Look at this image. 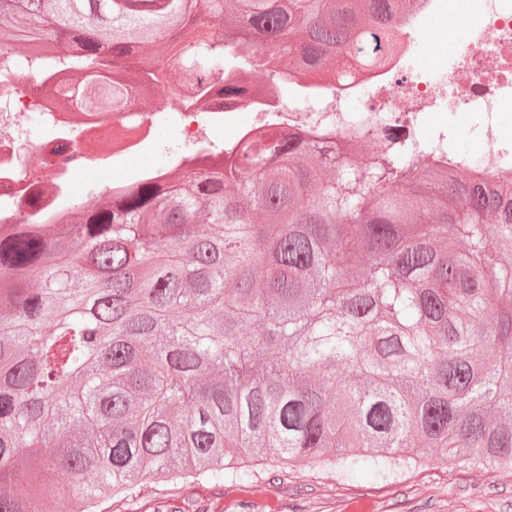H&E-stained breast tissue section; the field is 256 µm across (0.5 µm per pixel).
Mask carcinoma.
Returning <instances> with one entry per match:
<instances>
[{"label": "carcinoma", "instance_id": "1", "mask_svg": "<svg viewBox=\"0 0 512 512\" xmlns=\"http://www.w3.org/2000/svg\"><path fill=\"white\" fill-rule=\"evenodd\" d=\"M410 0H0V60L94 84L163 70L226 95L334 77ZM494 223H486L488 216ZM232 291H227V288ZM255 326L247 341L240 328ZM512 468V180L401 135L269 127L225 163L139 176L66 223L0 226V512H107L249 461Z\"/></svg>", "mask_w": 512, "mask_h": 512}]
</instances>
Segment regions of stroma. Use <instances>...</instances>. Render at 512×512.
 I'll return each mask as SVG.
<instances>
[{"instance_id": "35a3bbf8", "label": "stroma", "mask_w": 512, "mask_h": 512, "mask_svg": "<svg viewBox=\"0 0 512 512\" xmlns=\"http://www.w3.org/2000/svg\"><path fill=\"white\" fill-rule=\"evenodd\" d=\"M439 128L471 157L486 153L482 135L464 115L428 113L420 134L427 138ZM175 142L173 130L159 128L138 154L79 175L71 192L78 197L95 183L124 181L148 166L165 167L171 157L168 147ZM165 504L177 512H512V470L429 458L388 480L365 468L345 476L323 463L289 468L266 463L225 477L219 487L205 481L174 486L145 481L124 499L113 500L112 512H159Z\"/></svg>"}]
</instances>
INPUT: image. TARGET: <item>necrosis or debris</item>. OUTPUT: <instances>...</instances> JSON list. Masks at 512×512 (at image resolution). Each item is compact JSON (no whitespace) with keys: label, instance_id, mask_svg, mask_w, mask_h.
Here are the masks:
<instances>
[{"label":"necrosis or debris","instance_id":"necrosis-or-debris-1","mask_svg":"<svg viewBox=\"0 0 512 512\" xmlns=\"http://www.w3.org/2000/svg\"><path fill=\"white\" fill-rule=\"evenodd\" d=\"M462 23L466 35L452 50L451 65L430 76L429 61L448 51L447 34ZM398 35V48L381 61L284 99L252 93L228 109L218 95L198 108L173 105L162 92L157 111L129 105L111 117L94 115L84 122L75 120L68 98L44 92L61 84V72L50 65L33 71L17 62L9 73H0V224L19 223L32 212L40 223H59L73 204L70 185L78 174L88 165L104 168L140 152L161 125L178 134L170 166L154 172L165 178L197 164L213 145V127L221 124L236 130L219 153L224 159L270 123L311 138L328 133L338 139L363 126L385 141L396 132L416 135L424 113H463L481 121L489 150L477 161L455 156L454 164L512 176V142L501 141L498 121L512 107V0H481L475 15L470 0H412L398 21ZM353 99L365 104L355 118L347 109Z\"/></svg>","mask_w":512,"mask_h":512}]
</instances>
